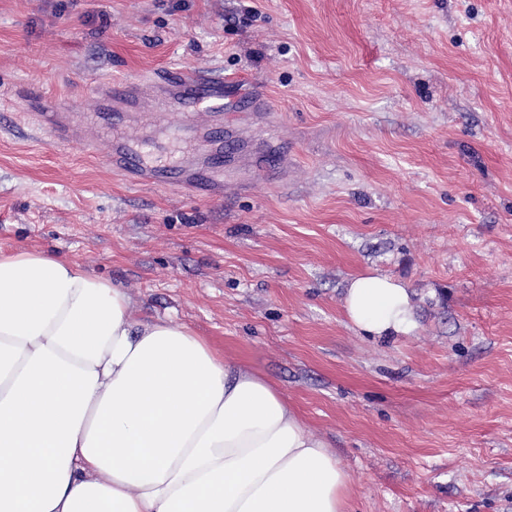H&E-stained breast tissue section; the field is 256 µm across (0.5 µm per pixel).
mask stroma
Instances as JSON below:
<instances>
[{
  "label": "stroma",
  "instance_id": "stroma-1",
  "mask_svg": "<svg viewBox=\"0 0 512 512\" xmlns=\"http://www.w3.org/2000/svg\"><path fill=\"white\" fill-rule=\"evenodd\" d=\"M218 70L224 193L60 147L27 91ZM0 249L70 255L142 318L272 379L348 470L350 512H512V0H0ZM377 271L417 325L364 336ZM343 310L350 323L371 336L408 334L416 326L410 289L374 271L347 280Z\"/></svg>",
  "mask_w": 512,
  "mask_h": 512
}]
</instances>
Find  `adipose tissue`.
Segmentation results:
<instances>
[{"instance_id": "1", "label": "adipose tissue", "mask_w": 512, "mask_h": 512, "mask_svg": "<svg viewBox=\"0 0 512 512\" xmlns=\"http://www.w3.org/2000/svg\"><path fill=\"white\" fill-rule=\"evenodd\" d=\"M67 255L0 251V512H349L351 476L277 385ZM372 336L412 294L345 286Z\"/></svg>"}]
</instances>
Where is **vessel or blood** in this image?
I'll return each instance as SVG.
<instances>
[{
    "instance_id": "1",
    "label": "vessel or blood",
    "mask_w": 512,
    "mask_h": 512,
    "mask_svg": "<svg viewBox=\"0 0 512 512\" xmlns=\"http://www.w3.org/2000/svg\"><path fill=\"white\" fill-rule=\"evenodd\" d=\"M150 88L161 94L166 111L181 117L180 122L165 125V138L155 146L162 158L158 164L145 161L139 139L145 127L158 122L154 114L136 109ZM150 88L132 79H114L93 95L94 112L111 114L113 125L127 131L110 143L107 164L145 185L169 183L204 196L222 191L224 175L211 171L210 165L213 155L223 153L224 144L208 136L207 128L210 122L223 119L234 97L223 74L173 67L161 73ZM44 107L43 121L56 143L95 145L92 126L77 121L70 110L54 111L52 102H45Z\"/></svg>"
}]
</instances>
